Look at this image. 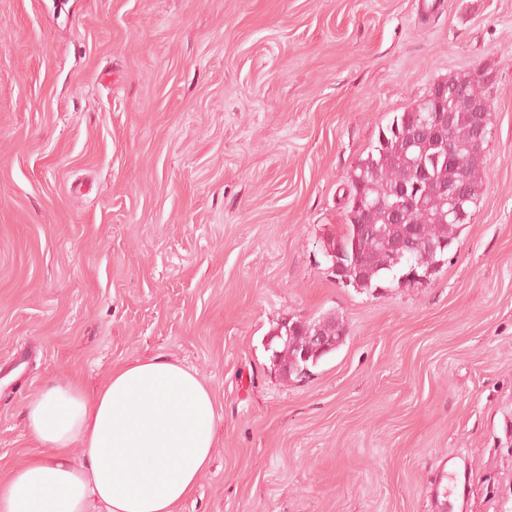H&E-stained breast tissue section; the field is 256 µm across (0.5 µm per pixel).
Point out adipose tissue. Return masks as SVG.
Masks as SVG:
<instances>
[{"mask_svg": "<svg viewBox=\"0 0 512 512\" xmlns=\"http://www.w3.org/2000/svg\"><path fill=\"white\" fill-rule=\"evenodd\" d=\"M25 409L30 438L49 454L0 480V512H88L94 502L104 512H178L213 461L216 400L170 358L117 366L92 394L48 382Z\"/></svg>", "mask_w": 512, "mask_h": 512, "instance_id": "adipose-tissue-1", "label": "adipose tissue"}]
</instances>
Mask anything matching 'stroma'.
Instances as JSON below:
<instances>
[{
    "label": "stroma",
    "mask_w": 512,
    "mask_h": 512,
    "mask_svg": "<svg viewBox=\"0 0 512 512\" xmlns=\"http://www.w3.org/2000/svg\"><path fill=\"white\" fill-rule=\"evenodd\" d=\"M0 0V477L25 404L157 355L221 417L179 512H512V0ZM492 68L445 264L366 292L321 250L381 126ZM348 335L302 378L281 322ZM466 493L438 498L443 462ZM294 323H297L296 332L292 336L287 338L283 328L281 330L282 337H277L274 333L271 335L274 337L270 341L268 348V351H272L271 361L274 366L281 368L285 374H288L289 378L293 375L295 377H302L305 371L309 373L310 369L315 367L321 359L343 345L347 336L343 321H339L335 316L309 321L290 319L281 325L280 329L287 324L292 326ZM318 332L328 337L330 349L325 350L320 355H311L308 359H304L309 355V353L305 352L303 357L304 349L308 347V352H310V340Z\"/></svg>",
    "instance_id": "obj_1"
}]
</instances>
